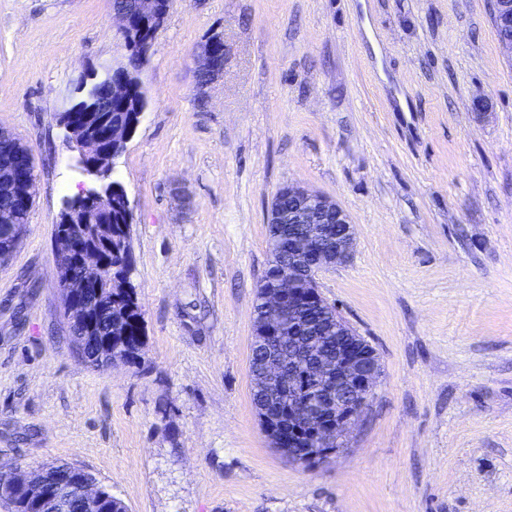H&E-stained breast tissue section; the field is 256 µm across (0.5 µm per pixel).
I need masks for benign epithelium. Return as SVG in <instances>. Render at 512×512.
<instances>
[{
    "instance_id": "1",
    "label": "benign epithelium",
    "mask_w": 512,
    "mask_h": 512,
    "mask_svg": "<svg viewBox=\"0 0 512 512\" xmlns=\"http://www.w3.org/2000/svg\"><path fill=\"white\" fill-rule=\"evenodd\" d=\"M170 7L166 0H138L136 11L129 14L113 11L119 21V33L130 52L128 66L120 67V75L112 77L115 69L92 70L83 74L76 86V93L87 99L96 83L108 77L109 95L121 97L130 85L139 82L136 72L149 55L155 34L163 26ZM491 19L495 29L512 27V0H491ZM224 36L214 34L199 46L201 65L198 75L214 81L223 74ZM84 111L82 103L71 105L67 116L61 121L69 140L80 151V165L90 177L91 185L82 193L66 200L62 210L63 223L77 220L80 207L102 209L112 200L116 185L111 175L114 160L125 151L127 143L139 125L145 108H137L135 118L125 124H109L105 132L73 136L78 127L77 113ZM109 164L102 165V159ZM34 158L30 149H25L18 158H10L0 164V195L11 196L16 207L29 209L34 203V178L31 177ZM288 223L309 224L311 229L305 235L288 241V251L296 256L309 257L313 263L307 271L289 262L278 264L277 287L269 288L264 295L267 316L264 334L273 340L288 331V338L299 348L291 371L284 364L267 358L262 364L263 379L274 385L288 376V453L294 461L314 460L334 452L343 445V437L359 418L373 393L380 376L379 358L374 349L357 343L336 346V357L327 358L318 344L308 348L297 333L300 314L305 302L296 301L293 295L299 292L301 280L306 279L317 285L319 272L332 267L330 257L336 256V264L347 262L354 251V229L350 217L337 203L327 197L299 185L288 186ZM56 270L63 291L65 310L70 323L92 324L100 313L98 298L87 289L99 286L104 273V261L97 251H86L79 247L65 232L54 239ZM317 440L321 447L299 456L292 452V446L303 434ZM15 493L31 490L37 497L35 504L41 512H71L78 502H83L84 512H113L112 492L95 487V481L86 479L70 467L46 479L38 474L32 479L18 476H3Z\"/></svg>"
}]
</instances>
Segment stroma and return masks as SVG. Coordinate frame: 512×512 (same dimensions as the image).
<instances>
[{
  "mask_svg": "<svg viewBox=\"0 0 512 512\" xmlns=\"http://www.w3.org/2000/svg\"><path fill=\"white\" fill-rule=\"evenodd\" d=\"M490 0H174L114 164L133 208L135 363L78 353L53 250L78 152L59 115L124 64L111 0H0V127L35 202L0 265V473L64 461L128 512H512V61ZM224 36L198 89L197 48ZM297 184L355 226L318 291L382 374L305 467L252 401L266 215Z\"/></svg>",
  "mask_w": 512,
  "mask_h": 512,
  "instance_id": "1",
  "label": "stroma"
}]
</instances>
